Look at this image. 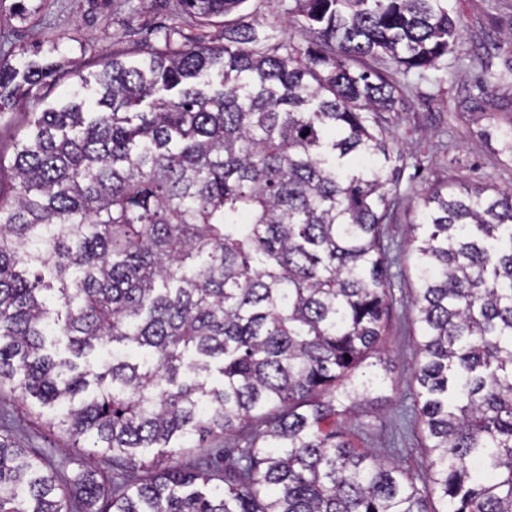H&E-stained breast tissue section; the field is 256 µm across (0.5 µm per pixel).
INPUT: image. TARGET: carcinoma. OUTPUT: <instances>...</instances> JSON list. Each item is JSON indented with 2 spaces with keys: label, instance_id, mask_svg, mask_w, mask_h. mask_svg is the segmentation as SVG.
<instances>
[{
  "label": "carcinoma",
  "instance_id": "1",
  "mask_svg": "<svg viewBox=\"0 0 512 512\" xmlns=\"http://www.w3.org/2000/svg\"><path fill=\"white\" fill-rule=\"evenodd\" d=\"M292 2L298 39L246 15L220 45L167 30L34 113L0 165V394L112 454V478L73 480L83 512H512L511 190L432 187L411 226L426 473L330 426L386 383L358 373L390 317L403 159L376 62L437 68L448 0ZM39 55H0V115L64 77ZM209 436L235 449L174 464ZM69 500L0 435V512Z\"/></svg>",
  "mask_w": 512,
  "mask_h": 512
}]
</instances>
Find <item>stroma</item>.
<instances>
[{
	"instance_id": "obj_1",
	"label": "stroma",
	"mask_w": 512,
	"mask_h": 512,
	"mask_svg": "<svg viewBox=\"0 0 512 512\" xmlns=\"http://www.w3.org/2000/svg\"><path fill=\"white\" fill-rule=\"evenodd\" d=\"M15 0H0V52L11 64L29 59L33 49L66 67L93 68L117 47L156 41L175 28L182 43L222 42L223 18L202 22L181 0H24L29 11L18 15ZM462 32L459 47L438 68L395 72L403 106L391 113L404 162L397 181V206L385 227V244L394 263L392 308L384 351L373 364L391 371L383 385L351 404L342 416L354 443L379 455L422 467V431L404 418L413 404L412 369L419 340L410 300L416 286L415 257L407 245L420 194L434 185L451 189L477 183L512 189V153L503 148L512 138V81L478 87L484 69L502 72L512 65V0H448ZM51 409L35 411L15 394L0 395V434L50 460L63 483L83 470L108 476L110 456L70 448L59 428L49 427Z\"/></svg>"
}]
</instances>
